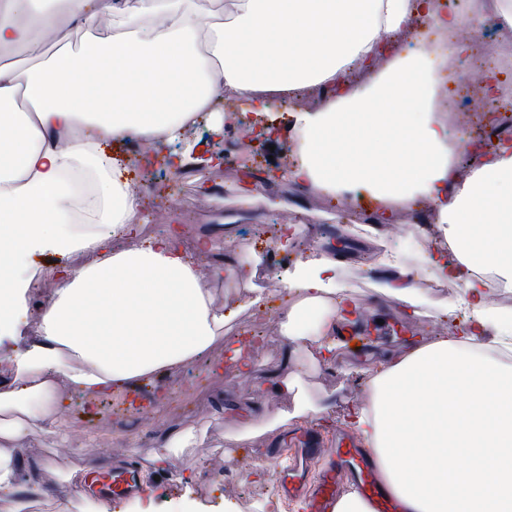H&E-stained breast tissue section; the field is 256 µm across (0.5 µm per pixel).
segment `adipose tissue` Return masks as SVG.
Returning a JSON list of instances; mask_svg holds the SVG:
<instances>
[{"label": "adipose tissue", "mask_w": 512, "mask_h": 512, "mask_svg": "<svg viewBox=\"0 0 512 512\" xmlns=\"http://www.w3.org/2000/svg\"><path fill=\"white\" fill-rule=\"evenodd\" d=\"M494 12L512 27V0H0V54L53 40L56 51L25 72L0 65V512H72L29 469L17 440L29 429L61 435L70 394L86 403L126 401L171 367L223 341L240 373L253 347L224 333L194 260L174 232L142 240V199L105 153L112 141L169 150L172 163L218 166L222 157L181 140L186 125L234 103L265 116L274 100L314 87L328 95L294 115L299 161L288 182L306 192L366 199L382 223L425 196L444 237L423 262L430 279L459 293L439 318L462 315L459 333L380 365L370 405L348 423L364 438L412 512H512V309L493 308L487 277L512 288V142L459 177L441 89L463 18ZM106 21L109 32L93 29ZM433 42L399 46L415 25ZM87 37L80 50L70 39ZM140 240L129 251L114 237ZM94 254V264L52 271L56 287L33 335L20 313L37 275L35 256ZM383 291L420 313L411 268L383 256ZM338 259L296 261L282 277L291 344L309 341L322 360L337 326L358 305L328 288Z\"/></svg>", "instance_id": "1"}]
</instances>
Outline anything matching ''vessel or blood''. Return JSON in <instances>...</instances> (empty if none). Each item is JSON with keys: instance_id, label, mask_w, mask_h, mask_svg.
Returning a JSON list of instances; mask_svg holds the SVG:
<instances>
[{"instance_id": "b4317fda", "label": "vessel or blood", "mask_w": 512, "mask_h": 512, "mask_svg": "<svg viewBox=\"0 0 512 512\" xmlns=\"http://www.w3.org/2000/svg\"><path fill=\"white\" fill-rule=\"evenodd\" d=\"M296 442L299 463L280 476L279 488L284 497L302 500L305 512H335L340 498L349 491L356 492L370 512H407L404 501L388 487L370 449L343 442L326 450L319 447L309 431L297 435ZM315 460L321 468L318 476L311 479L305 467ZM138 489L136 469L130 466L114 472L111 483L99 486L98 491L108 499Z\"/></svg>"}]
</instances>
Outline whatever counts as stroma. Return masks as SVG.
<instances>
[{"label": "stroma", "mask_w": 512, "mask_h": 512, "mask_svg": "<svg viewBox=\"0 0 512 512\" xmlns=\"http://www.w3.org/2000/svg\"><path fill=\"white\" fill-rule=\"evenodd\" d=\"M462 36L472 54L450 57L448 70L458 96L467 98L469 105L462 114L447 112L446 119L449 126L466 129L470 137L476 138L482 132L485 113L495 104L480 89L482 74L474 52L486 47L500 58L512 60V28L489 26L483 20L469 18ZM319 104L317 92L311 91L297 98L290 109H272L282 133L271 145L242 138L240 130L246 119L239 107L227 106L223 144L231 163L220 169H197L186 178L170 179L160 165L151 174H144L140 166L131 165L126 144L107 146L114 161L129 165L128 177L134 186L151 188L143 196L151 216L147 233L160 231L162 222L177 220L180 244L192 254L206 227L223 226V235L215 238L212 254L201 264V275L213 288L217 306L223 307L229 317L225 335H247L251 320L259 314L267 320L268 342L257 350L250 377L239 375L218 343L197 368L168 369L154 383L144 384L140 389L142 400L134 407L107 400L91 408L76 400L61 417L64 437L38 430L29 433L22 446L36 463L41 478L55 484L60 497L72 492L67 478L74 468H90L97 458L110 452L119 461L133 458L140 462L138 479L146 489L106 504L95 493L82 491V499L91 503L95 512H179L186 500L198 503L201 512H269L268 500L279 497L276 473L289 463L285 455L275 460L267 457L273 438L282 439L310 426L326 446L334 444L341 434L356 437V430L347 423V414L352 406L368 403L369 380L380 363L406 354L408 340L425 342L457 333L460 321L456 318L438 320L422 315L402 322L401 305L379 293V277L368 272L383 254L392 252L400 253L408 267L422 269L424 240L414 233L411 211L399 212L395 223L374 228L368 221L373 214L371 207L358 198L306 193L282 180L272 190L256 183L255 193L268 198L270 204L254 211L251 220H243L237 191L241 163L249 162L259 171L287 169L297 158L287 113L313 110ZM299 214L304 217L299 232L288 240L280 238L279 225L293 222ZM331 230L348 240L346 251L340 255V282L359 302L368 333L337 348L335 360L323 364L317 361L314 349L290 350L277 313L278 306L286 301L279 277L265 284V298L260 302L245 282L258 267L279 268L300 258L325 256ZM233 237L250 243L247 253L237 261L238 276L224 282L213 280L210 268L217 257L223 256L225 239ZM287 378L298 380V388L287 393L278 391L277 383ZM128 415L168 436L177 432L193 434L191 446L178 450L171 458L178 470L234 469L239 479L224 486L205 487L197 480L185 483L165 473L155 474L153 446L142 440L132 441L130 433L119 425ZM279 415L287 416L288 424L276 434H260L248 447L226 451V436L244 420L262 426Z\"/></svg>", "instance_id": "stroma-1"}]
</instances>
